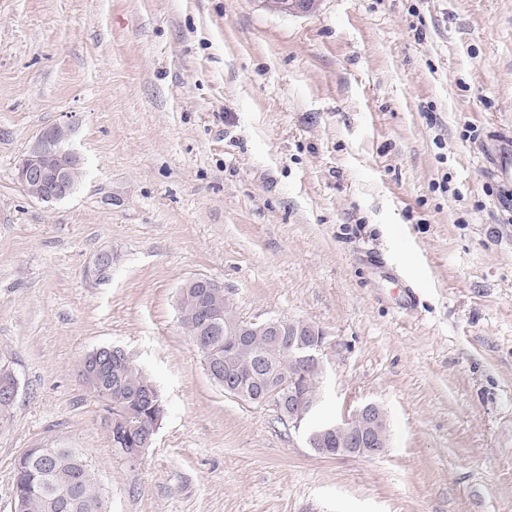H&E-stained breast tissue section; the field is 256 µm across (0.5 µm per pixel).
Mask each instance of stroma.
Here are the masks:
<instances>
[{"mask_svg":"<svg viewBox=\"0 0 512 512\" xmlns=\"http://www.w3.org/2000/svg\"><path fill=\"white\" fill-rule=\"evenodd\" d=\"M65 124L83 174L34 199L15 165ZM510 162L512 0H0V512L47 442L107 512H512ZM198 278L321 328L315 421L376 403L384 453L319 456L214 384ZM107 344L166 405L135 466L78 377ZM263 6L272 11L309 13L318 6L319 0H262ZM188 283H186L182 288L179 301L181 325L197 347H199L201 350L209 351L210 343L205 336H207L208 328L218 322V316L212 311H207L204 318V327L197 334L201 324L198 304L193 291L190 290L191 288H188L187 286ZM194 336L196 337L194 338Z\"/></svg>","mask_w":512,"mask_h":512,"instance_id":"35a3bbf8","label":"stroma"}]
</instances>
